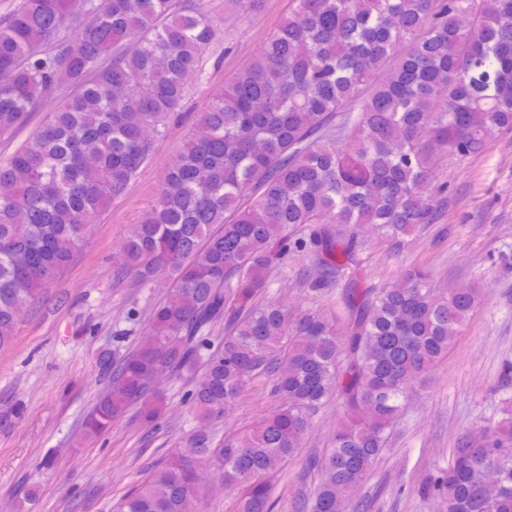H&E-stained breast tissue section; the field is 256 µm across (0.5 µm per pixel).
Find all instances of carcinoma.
<instances>
[{"label":"carcinoma","mask_w":512,"mask_h":512,"mask_svg":"<svg viewBox=\"0 0 512 512\" xmlns=\"http://www.w3.org/2000/svg\"><path fill=\"white\" fill-rule=\"evenodd\" d=\"M259 51L200 112L149 212L122 244L118 274L173 288L126 354L103 350L105 385L84 422L94 438L131 409L166 408L159 368L193 380L198 425L115 512H201L197 472L240 490L238 512H274L267 477L298 454L338 400L331 447L297 512L358 509L411 389L448 354L488 297L441 291L425 267L376 288L362 277L377 231L393 253L445 204L440 156L482 154L512 130V0H293ZM95 21L83 26L79 10ZM220 31L195 0H19L0 21V136L47 119L0 161V349L73 261L107 205L152 156ZM321 269L315 296L342 288L343 321L270 296L288 255ZM224 323V337L213 336ZM258 375L278 404L250 432L218 425ZM475 444L464 435L427 490L442 512H512V395ZM491 467L497 479L481 480Z\"/></svg>","instance_id":"obj_1"}]
</instances>
